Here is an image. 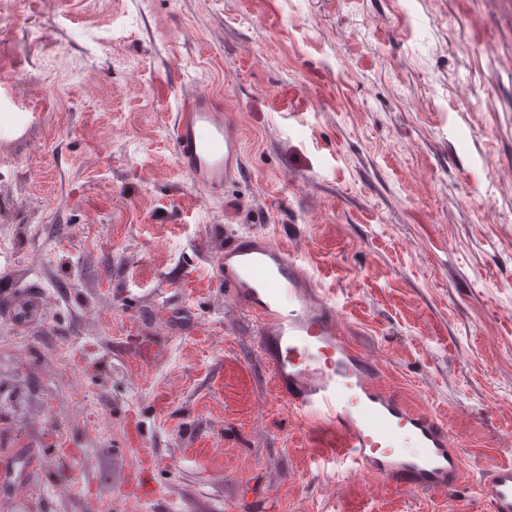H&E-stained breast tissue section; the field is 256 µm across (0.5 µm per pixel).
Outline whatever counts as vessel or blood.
<instances>
[{"label": "vessel or blood", "mask_w": 512, "mask_h": 512, "mask_svg": "<svg viewBox=\"0 0 512 512\" xmlns=\"http://www.w3.org/2000/svg\"><path fill=\"white\" fill-rule=\"evenodd\" d=\"M174 150L210 194L241 176L239 130L211 95L183 96ZM219 264L227 292L255 325L276 390L301 415L322 422L331 461L407 475L422 488L462 483L461 450L448 430L380 385L373 362L345 333L342 306L328 294L311 295L312 277L298 257L270 236L241 235L225 243ZM10 306L23 328L43 315L33 292L13 296ZM479 489L491 512H512V465L489 468Z\"/></svg>", "instance_id": "vessel-or-blood-1"}]
</instances>
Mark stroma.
<instances>
[{
    "label": "stroma",
    "instance_id": "obj_1",
    "mask_svg": "<svg viewBox=\"0 0 512 512\" xmlns=\"http://www.w3.org/2000/svg\"><path fill=\"white\" fill-rule=\"evenodd\" d=\"M221 98L246 170L173 139ZM266 234L334 293L465 480L324 464L217 259ZM39 286L19 330L8 300ZM0 512H490L512 464V0H0ZM174 150L182 168L211 195L223 193L241 177L239 130L211 95L193 91L183 96ZM479 489L491 512H512V465L489 468L480 479Z\"/></svg>",
    "mask_w": 512,
    "mask_h": 512
}]
</instances>
